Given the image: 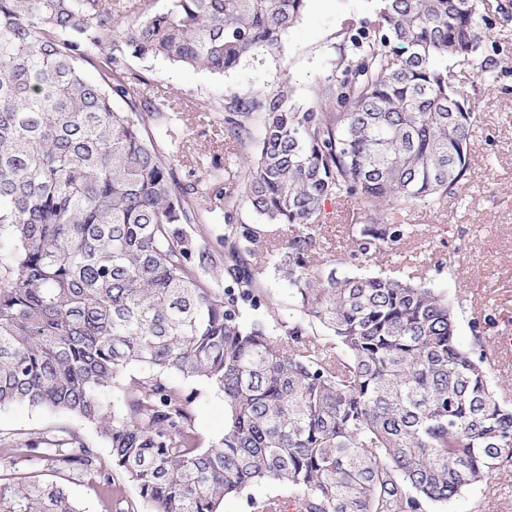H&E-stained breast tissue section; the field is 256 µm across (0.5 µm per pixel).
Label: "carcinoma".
Returning a JSON list of instances; mask_svg holds the SVG:
<instances>
[{
  "label": "carcinoma",
  "instance_id": "1",
  "mask_svg": "<svg viewBox=\"0 0 512 512\" xmlns=\"http://www.w3.org/2000/svg\"><path fill=\"white\" fill-rule=\"evenodd\" d=\"M307 0H175L120 27L126 0H0V407L69 413L96 427L0 438V512H80L47 470L97 487L114 512H221L257 486L252 512H429L512 464V407L487 375L483 326L456 336L457 307L423 283L343 276L309 260L329 199L353 204L357 255L393 252L403 212L448 204L468 177L476 112L457 69L490 84L488 30L512 0H377L306 110L287 82L175 104L147 99L130 58L214 75L278 52ZM98 77L89 78L84 64ZM201 112L237 156L245 199L278 244L246 225L214 255L204 188L176 180L178 151L152 123ZM285 274L299 317L272 337L251 260ZM224 263L232 285L205 279ZM325 334L320 335L317 329ZM224 393L227 424L203 446L194 394ZM125 395L108 408L112 389Z\"/></svg>",
  "mask_w": 512,
  "mask_h": 512
}]
</instances>
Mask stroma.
Wrapping results in <instances>:
<instances>
[{"label": "stroma", "mask_w": 512, "mask_h": 512, "mask_svg": "<svg viewBox=\"0 0 512 512\" xmlns=\"http://www.w3.org/2000/svg\"><path fill=\"white\" fill-rule=\"evenodd\" d=\"M373 0H309L300 23L283 39L279 55L263 52L245 57L233 70L217 76L203 70H187L167 62L132 59L131 65L146 81L148 95L165 94L175 102L187 98L214 100L227 92H265L289 79L301 107H310L314 91L329 76L331 63L343 42L345 18L367 17ZM495 44L502 70L493 83H485L472 71L464 77L475 101L477 121L471 132L472 156L466 189L447 207L435 210L418 203L406 210L404 221L413 234L401 247L373 261L352 257L349 225L338 201L324 207L325 220L313 257L348 276H388L423 280L438 292L458 301L456 334L469 343L473 319L491 314L489 343L512 336V22L497 24L488 32ZM180 156L176 178L181 185L210 181L221 199L206 216L205 239L212 251L224 248L223 196H233L235 224L263 228L279 241L287 240L284 224H262L243 198L244 188L235 157L224 139L206 119L186 115L178 120ZM465 258L458 269L448 266L453 254ZM258 280L274 300L273 312L264 322L270 335L283 334L298 310L288 294L283 273L264 266ZM185 390H197L193 400V424L205 441H217L224 433V395L195 380L184 381ZM80 431L95 441L100 455H107L92 426L75 416L50 413L27 406L0 408V436L45 432L64 435ZM432 512H512V465L494 473L487 486L434 505Z\"/></svg>", "instance_id": "1"}]
</instances>
